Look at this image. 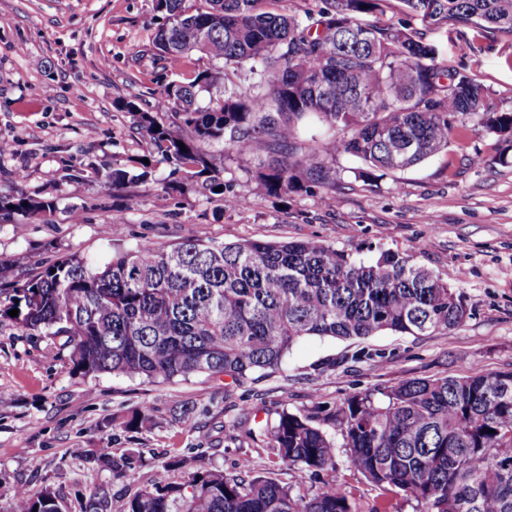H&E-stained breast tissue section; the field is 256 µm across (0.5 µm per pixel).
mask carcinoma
<instances>
[{
	"instance_id": "1",
	"label": "carcinoma",
	"mask_w": 512,
	"mask_h": 512,
	"mask_svg": "<svg viewBox=\"0 0 512 512\" xmlns=\"http://www.w3.org/2000/svg\"><path fill=\"white\" fill-rule=\"evenodd\" d=\"M277 0H155L153 43L161 59L183 65L199 52L224 63V95L206 108L197 93L217 73L202 70L168 85L145 111L125 104L137 131L173 173L236 208L245 199L224 181V157L247 156L267 191L286 195L336 186V167L302 146L314 118L332 131L325 150L372 181L448 149L457 119L512 135V112L491 102L469 75L438 62L436 47L399 23L368 21L384 0H319L300 18ZM424 21L451 20L512 33V0H401ZM248 70L246 91L227 86ZM175 120L161 122L160 112ZM186 150H181L180 146ZM109 171L114 185L147 176ZM223 187L220 192L217 187ZM51 200L0 195V211L46 212ZM0 308L25 336H64L76 372L150 381L222 374L235 381L279 367L307 336L368 339L447 332L468 316L463 300L409 256L382 251L369 262L316 240L206 245L188 239L169 250L117 248L101 265L76 256L31 267L6 283ZM18 309L15 317L9 311ZM271 462L314 472L336 470L337 453L367 481L415 502L416 512H512V371L466 378H413L352 394L323 416L278 413L265 422ZM115 478L146 466L139 448L79 450ZM186 470L181 481L171 472ZM51 486L15 491L9 512H62ZM81 512H113L101 483ZM120 512H362L347 486L331 478L314 494L254 472L242 458L231 473L172 457L153 466Z\"/></svg>"
}]
</instances>
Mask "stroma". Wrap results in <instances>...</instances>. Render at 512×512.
<instances>
[{"label":"stroma","mask_w":512,"mask_h":512,"mask_svg":"<svg viewBox=\"0 0 512 512\" xmlns=\"http://www.w3.org/2000/svg\"><path fill=\"white\" fill-rule=\"evenodd\" d=\"M384 20L401 21L438 50L443 65L464 69L486 86L501 111L512 110V34L461 23L425 22L401 0H388ZM160 21L154 0H0V193L54 201L52 211L0 212L1 274L77 255L105 261L112 244L171 249L188 238L205 242L313 239L370 260L379 251L410 255L447 282L468 307L448 332L402 336L386 331L366 340L308 337L275 370L236 382L224 376L149 383L122 375L76 374L60 337L21 335L0 320V512L18 488L53 486L65 512H80L90 488L108 484L127 498L143 487L152 463L172 455L233 471L242 456L258 474L311 494L327 479L298 466L270 463L262 441L228 430L248 429L277 412L329 409L352 393L384 390L411 378L466 377L512 371V139L470 126L447 151L404 172L356 179L353 159H336V189L313 188L281 198L252 174L249 157L224 162V178L245 205L228 209L200 183L169 192L167 163L147 180L112 185L108 171L153 157V147L116 106L143 109L173 80L218 68L192 55L181 71L153 46ZM116 238L103 234L114 216ZM191 407L176 420L177 406ZM146 409L149 428L127 432L122 418ZM142 449L146 468L115 479L89 469L79 448Z\"/></svg>","instance_id":"stroma-1"}]
</instances>
